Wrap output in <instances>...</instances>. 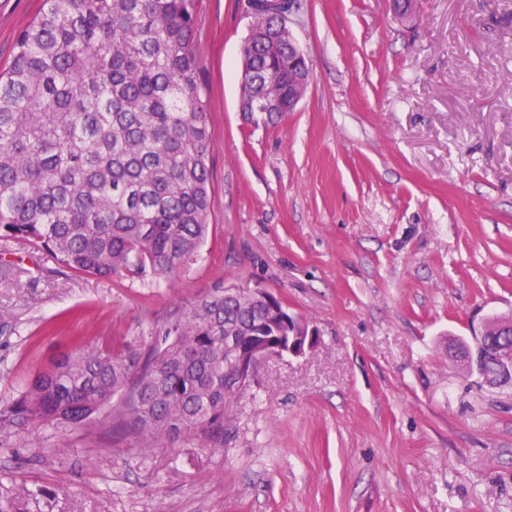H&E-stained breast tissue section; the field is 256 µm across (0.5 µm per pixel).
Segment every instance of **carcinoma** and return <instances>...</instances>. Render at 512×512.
Returning a JSON list of instances; mask_svg holds the SVG:
<instances>
[{
	"instance_id": "obj_1",
	"label": "carcinoma",
	"mask_w": 512,
	"mask_h": 512,
	"mask_svg": "<svg viewBox=\"0 0 512 512\" xmlns=\"http://www.w3.org/2000/svg\"><path fill=\"white\" fill-rule=\"evenodd\" d=\"M196 0H42L0 71V240L22 239L79 275L179 285L209 234V101L194 43ZM256 18L243 53L246 122L288 111V39ZM269 86L276 110L257 100ZM287 346L261 302L221 288L151 337L143 354L108 344L62 352L0 408V425L75 424L154 448L224 444L240 393L224 337ZM486 376L512 372L492 359ZM54 490L0 477V512H80Z\"/></svg>"
}]
</instances>
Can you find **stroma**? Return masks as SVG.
I'll return each instance as SVG.
<instances>
[{
  "label": "stroma",
  "instance_id": "stroma-1",
  "mask_svg": "<svg viewBox=\"0 0 512 512\" xmlns=\"http://www.w3.org/2000/svg\"><path fill=\"white\" fill-rule=\"evenodd\" d=\"M242 0H198L210 233L177 288L78 276L0 244V406L61 352L151 336L217 289L265 288L316 329L263 363L224 444L0 430V473L91 512H512V379L448 346L512 316V0H305L296 111L239 110ZM42 0H0V66ZM289 348L288 355L300 356L306 353L314 345V333L312 330H306L303 326L295 328L289 332Z\"/></svg>",
  "mask_w": 512,
  "mask_h": 512
}]
</instances>
